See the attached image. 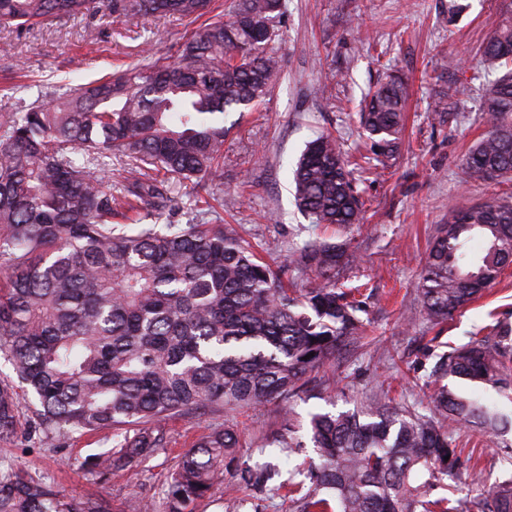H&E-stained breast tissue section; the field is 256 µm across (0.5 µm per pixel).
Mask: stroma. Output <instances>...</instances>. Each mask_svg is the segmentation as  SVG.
<instances>
[{
  "label": "stroma",
  "mask_w": 512,
  "mask_h": 512,
  "mask_svg": "<svg viewBox=\"0 0 512 512\" xmlns=\"http://www.w3.org/2000/svg\"><path fill=\"white\" fill-rule=\"evenodd\" d=\"M510 11L512 0H285L275 21L281 78L254 111L229 114L224 163L209 181L224 201L225 223L286 266L290 244L320 234L290 192L301 152L317 135L330 133L351 159L369 155L359 104L389 70L404 76L408 97L398 152L386 167L354 170L366 202L364 221L337 237L356 256L342 268L340 281L361 289L369 322L363 345L343 348L291 399L161 421L165 447L102 478L81 463L112 447L110 432L42 444L33 409L24 402L14 442L0 444V463L16 464L66 493L103 498L109 512H121L131 499L162 502L179 454L201 434L229 425L241 433V460L275 467L242 497L236 512H289L278 486L315 453L308 441L291 450L272 445L285 409L304 419L375 398L397 407L427 406L425 382L437 353L488 334L496 324H512V266L447 323L428 322L416 301L429 247L453 214L494 199L512 200V177L473 183L461 169L463 156L487 129L476 52ZM192 28L176 17L118 18L95 9L64 23L0 28V111L47 102L116 68L144 65L149 50L177 58ZM442 98L447 107L440 111ZM472 442L482 451L475 464L482 483H472L475 465L464 462L431 488L430 498L473 499L512 478V433L478 435Z\"/></svg>",
  "instance_id": "1"
}]
</instances>
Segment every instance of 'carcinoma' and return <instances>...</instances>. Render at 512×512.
Returning <instances> with one entry per match:
<instances>
[{
    "instance_id": "obj_1",
    "label": "carcinoma",
    "mask_w": 512,
    "mask_h": 512,
    "mask_svg": "<svg viewBox=\"0 0 512 512\" xmlns=\"http://www.w3.org/2000/svg\"><path fill=\"white\" fill-rule=\"evenodd\" d=\"M101 4L120 16L198 19L210 0H0V24L23 28L65 21ZM283 0H238L226 20L192 31L173 62L124 69L47 103L0 112V356L15 378H0V443L16 434L21 400L53 442L115 431V445L89 454L100 477L165 445L153 424L197 412L264 406L294 395L367 323L354 292L336 283L353 261L344 243L317 238L288 250V266L309 271L287 288L273 267L221 220L161 224L171 202L159 174L202 182L224 158V117L258 102L281 76L269 45ZM481 63L507 70L482 88L489 130L464 156L469 181L512 174V16L479 49ZM406 87L391 75L365 100L359 122L373 160L395 155ZM123 182L112 190V159ZM337 140L310 141L293 176L298 210L317 226L347 231L363 202ZM138 215L134 224L115 218ZM154 223L145 224L146 218ZM482 243L468 256V243ZM512 264V202L458 211L436 237L417 284L424 316L443 323ZM507 396L512 327L437 355L430 402L402 412L374 401L354 411L314 412L307 425L285 414L281 448L307 429L319 463L304 482L288 479L298 512H512V479L478 500L427 498L456 470L462 449L454 419L471 432L512 429L497 406L442 383ZM237 430L214 428L180 454L163 502L127 512H196L224 473L248 489L265 475L239 463ZM449 460H444V457ZM0 512H108L98 498L71 497L22 468L0 466Z\"/></svg>"
}]
</instances>
